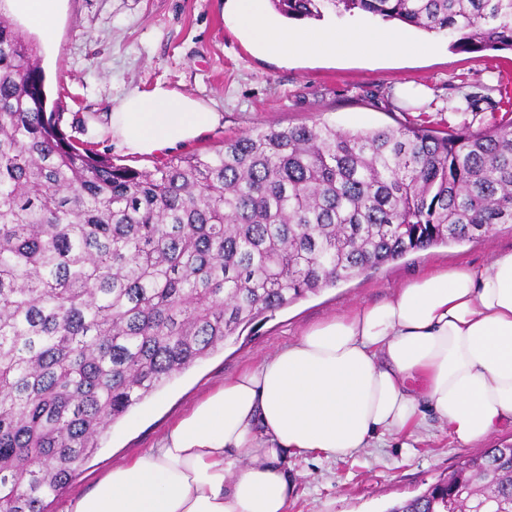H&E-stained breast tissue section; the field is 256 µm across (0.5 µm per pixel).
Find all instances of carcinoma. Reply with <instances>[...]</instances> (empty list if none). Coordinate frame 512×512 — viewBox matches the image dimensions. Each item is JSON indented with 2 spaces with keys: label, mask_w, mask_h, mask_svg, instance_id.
Returning a JSON list of instances; mask_svg holds the SVG:
<instances>
[{
  "label": "carcinoma",
  "mask_w": 512,
  "mask_h": 512,
  "mask_svg": "<svg viewBox=\"0 0 512 512\" xmlns=\"http://www.w3.org/2000/svg\"><path fill=\"white\" fill-rule=\"evenodd\" d=\"M512 49V0H271ZM0 17V512H47L110 427L268 313L512 224V121L269 125L151 170L78 147ZM512 512V444L388 512Z\"/></svg>",
  "instance_id": "cac0c4a2"
}]
</instances>
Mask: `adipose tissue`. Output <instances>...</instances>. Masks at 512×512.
<instances>
[{"label": "adipose tissue", "mask_w": 512, "mask_h": 512, "mask_svg": "<svg viewBox=\"0 0 512 512\" xmlns=\"http://www.w3.org/2000/svg\"><path fill=\"white\" fill-rule=\"evenodd\" d=\"M230 2L240 29L284 58L420 49L410 27L292 28L269 18L265 0ZM219 122L159 84L124 97L97 130L126 153L158 155ZM430 416L462 446L512 424V252L480 268L436 269L309 328L225 380L159 447L113 468L64 512H288V453L336 457L386 435L408 440Z\"/></svg>", "instance_id": "1"}]
</instances>
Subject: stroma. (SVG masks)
<instances>
[{"instance_id": "obj_1", "label": "stroma", "mask_w": 512, "mask_h": 512, "mask_svg": "<svg viewBox=\"0 0 512 512\" xmlns=\"http://www.w3.org/2000/svg\"><path fill=\"white\" fill-rule=\"evenodd\" d=\"M227 0H62L55 32L44 38L24 21L38 47L48 97L59 105L61 127L80 146L114 164L150 170L160 157L125 154L98 137L97 123L126 94L168 86L211 106L222 120L186 147L221 148L225 139L266 124L281 127L322 122L339 129L428 126L479 129L512 117V51L471 52L446 34L419 32L426 52L371 57L266 53L228 20ZM414 83L429 95L405 107L398 86ZM512 251V224L461 245L408 254L368 274L327 288L258 322L219 352L194 364L136 405L104 435L100 449L55 499L86 493L112 467L156 447L182 414L208 391L246 367L271 357L296 335L362 304L394 295L407 281L439 266H484ZM512 443L506 424L471 446L456 444L448 429L430 420L411 447L386 437L381 447L343 457L290 456L284 469L292 486L288 512H387L420 494L462 457Z\"/></svg>"}]
</instances>
